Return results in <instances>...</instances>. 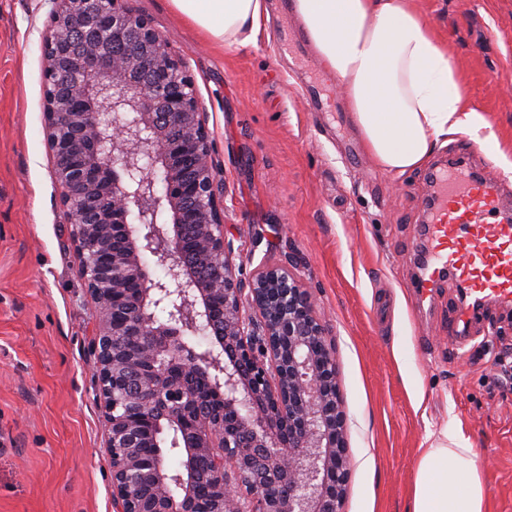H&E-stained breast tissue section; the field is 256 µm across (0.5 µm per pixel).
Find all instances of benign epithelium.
I'll return each instance as SVG.
<instances>
[{"label": "benign epithelium", "mask_w": 512, "mask_h": 512, "mask_svg": "<svg viewBox=\"0 0 512 512\" xmlns=\"http://www.w3.org/2000/svg\"><path fill=\"white\" fill-rule=\"evenodd\" d=\"M48 2L44 126L92 302L112 512H341L347 422L331 343L287 265L241 277L186 59L125 0ZM146 254L175 289L149 277ZM201 324L215 339L196 350L185 337Z\"/></svg>", "instance_id": "7a95c632"}]
</instances>
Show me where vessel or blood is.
<instances>
[{"instance_id": "vessel-or-blood-1", "label": "vessel or blood", "mask_w": 512, "mask_h": 512, "mask_svg": "<svg viewBox=\"0 0 512 512\" xmlns=\"http://www.w3.org/2000/svg\"><path fill=\"white\" fill-rule=\"evenodd\" d=\"M427 211L426 269L423 285L449 274L468 299L452 321L451 341L466 354L470 329L485 302L512 303V216L503 203L512 183L474 174L457 157L431 173Z\"/></svg>"}]
</instances>
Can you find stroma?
Listing matches in <instances>:
<instances>
[{"instance_id":"stroma-1","label":"stroma","mask_w":512,"mask_h":512,"mask_svg":"<svg viewBox=\"0 0 512 512\" xmlns=\"http://www.w3.org/2000/svg\"><path fill=\"white\" fill-rule=\"evenodd\" d=\"M448 49L466 109L486 121L474 171L512 169V0H406ZM187 61L224 178V231L245 273L292 256L328 330L347 415L342 512H408L429 434L461 429L482 467L484 512H512V317L486 307L470 353L448 320L458 288L417 296L427 165L380 171L340 90L306 111L320 71L275 52L298 29L269 0L255 42L215 44L171 0H126ZM44 0H0V512H112V465L89 297L63 218L43 118ZM278 232L255 244L258 229Z\"/></svg>"}]
</instances>
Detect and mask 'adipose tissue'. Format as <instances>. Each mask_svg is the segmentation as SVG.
Wrapping results in <instances>:
<instances>
[{"label": "adipose tissue", "mask_w": 512, "mask_h": 512, "mask_svg": "<svg viewBox=\"0 0 512 512\" xmlns=\"http://www.w3.org/2000/svg\"><path fill=\"white\" fill-rule=\"evenodd\" d=\"M171 3L214 40L241 46L267 11L265 0ZM293 11L382 172L422 167L448 135L484 127L478 112L463 111L444 47L403 0H293ZM485 495L468 439L444 429L418 460L411 512H483Z\"/></svg>", "instance_id": "obj_1"}]
</instances>
